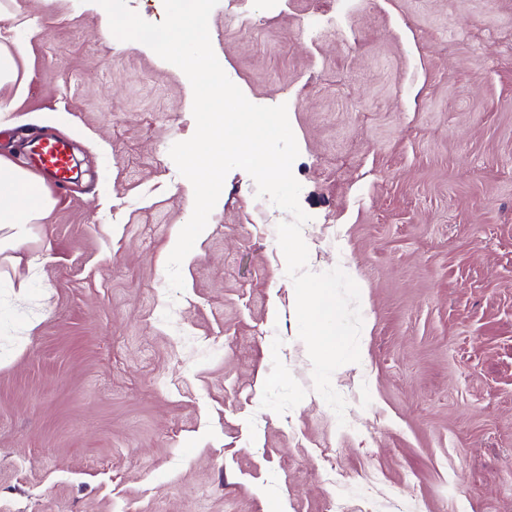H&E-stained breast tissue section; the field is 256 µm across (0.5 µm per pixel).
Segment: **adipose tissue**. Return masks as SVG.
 I'll return each mask as SVG.
<instances>
[{
    "label": "adipose tissue",
    "instance_id": "1",
    "mask_svg": "<svg viewBox=\"0 0 512 512\" xmlns=\"http://www.w3.org/2000/svg\"><path fill=\"white\" fill-rule=\"evenodd\" d=\"M54 206L40 177L0 156V252L17 249Z\"/></svg>",
    "mask_w": 512,
    "mask_h": 512
}]
</instances>
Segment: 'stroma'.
<instances>
[{
	"instance_id": "1",
	"label": "stroma",
	"mask_w": 512,
	"mask_h": 512,
	"mask_svg": "<svg viewBox=\"0 0 512 512\" xmlns=\"http://www.w3.org/2000/svg\"><path fill=\"white\" fill-rule=\"evenodd\" d=\"M0 133L78 173L0 254V512H512V0H220L214 53L286 104L308 268L360 289L361 359L315 391L277 243L231 170L191 214L185 74L93 0H0ZM496 29L497 38L484 35ZM24 55V47L14 43L10 48L0 42V90L3 86L14 84L18 78L17 58ZM26 147L32 163L56 180L68 179V174L72 171L71 158L64 144L37 138L28 141Z\"/></svg>"
}]
</instances>
